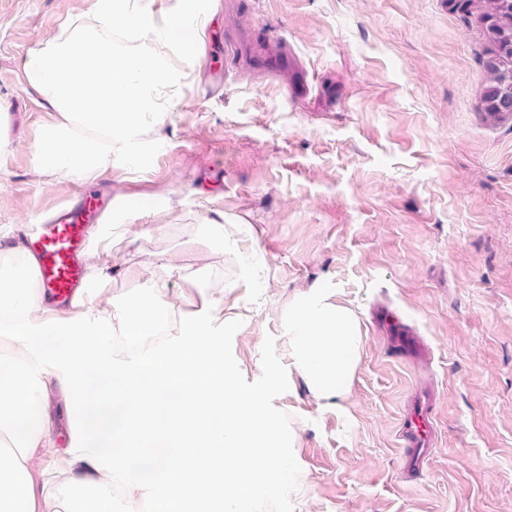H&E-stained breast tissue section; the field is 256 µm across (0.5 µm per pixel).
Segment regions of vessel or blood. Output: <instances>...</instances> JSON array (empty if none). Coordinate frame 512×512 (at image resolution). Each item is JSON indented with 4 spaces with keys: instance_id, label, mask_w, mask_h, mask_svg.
I'll use <instances>...</instances> for the list:
<instances>
[{
    "instance_id": "b4317fda",
    "label": "vessel or blood",
    "mask_w": 512,
    "mask_h": 512,
    "mask_svg": "<svg viewBox=\"0 0 512 512\" xmlns=\"http://www.w3.org/2000/svg\"><path fill=\"white\" fill-rule=\"evenodd\" d=\"M111 209V199L99 200L88 196L81 205L62 206L50 220L38 224L32 251L38 258L36 281L41 291L66 301L83 287L85 278L79 264V253L93 224ZM381 319L395 345L410 353L417 351L415 336L396 314L386 311ZM430 407V396L420 395L413 402L401 428L400 440L408 461L416 467L423 466L433 443Z\"/></svg>"
}]
</instances>
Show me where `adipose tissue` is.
Returning <instances> with one entry per match:
<instances>
[{"label":"adipose tissue","instance_id":"adipose-tissue-1","mask_svg":"<svg viewBox=\"0 0 512 512\" xmlns=\"http://www.w3.org/2000/svg\"><path fill=\"white\" fill-rule=\"evenodd\" d=\"M194 0L152 8L139 0H95L55 39L23 61L28 84L55 113L32 147L44 174L95 181L114 164L147 151L145 119L182 75L155 49L186 51L209 19ZM86 293L64 305L34 287L36 261L11 227L0 226V512H114V488L129 492V512H267L259 489L300 491L303 462L293 424L273 413L278 369L240 385L215 324L223 299L205 294L180 331L169 329L168 278L150 295L104 307L95 292L112 256L90 254ZM363 338L352 312L320 292L288 310L292 371L323 406H336L355 374ZM78 403L80 447L72 449L66 499L37 492L32 464L51 445L47 378ZM37 407L40 422L19 431Z\"/></svg>","mask_w":512,"mask_h":512}]
</instances>
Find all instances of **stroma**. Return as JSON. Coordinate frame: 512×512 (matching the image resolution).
I'll return each mask as SVG.
<instances>
[{"instance_id":"stroma-1","label":"stroma","mask_w":512,"mask_h":512,"mask_svg":"<svg viewBox=\"0 0 512 512\" xmlns=\"http://www.w3.org/2000/svg\"><path fill=\"white\" fill-rule=\"evenodd\" d=\"M94 0H0V225L69 203L77 180L39 174L31 148L54 114L23 60ZM199 66L142 164L86 190L126 221L106 242L101 299L147 295L160 264L172 321L201 293L224 299V357L241 382L288 369V309L319 289L364 336L347 391L323 407L300 379L271 404L299 428L304 490L269 512H512V114L480 112L488 50L448 0H205ZM287 47L259 71L256 40ZM307 81L296 99L290 86ZM160 224V233L145 225ZM235 283L226 294L224 283ZM423 353L390 349L376 310ZM434 397L435 442L406 473L398 431L415 393ZM72 421L60 414L35 463L62 493Z\"/></svg>"}]
</instances>
